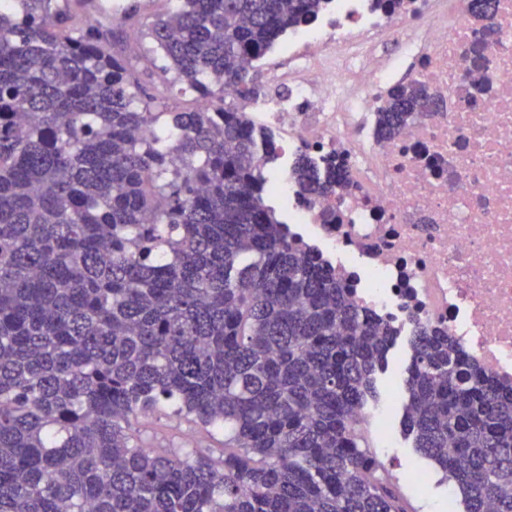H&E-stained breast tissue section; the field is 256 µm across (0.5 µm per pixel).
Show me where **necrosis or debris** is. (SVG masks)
Returning a JSON list of instances; mask_svg holds the SVG:
<instances>
[{"label":"necrosis or debris","mask_w":512,"mask_h":512,"mask_svg":"<svg viewBox=\"0 0 512 512\" xmlns=\"http://www.w3.org/2000/svg\"><path fill=\"white\" fill-rule=\"evenodd\" d=\"M470 0H331L289 32L293 98L258 113L282 158L340 155L352 185L305 202L271 188L300 242L324 255L359 303L396 330L445 329L499 383L512 385V0L486 18ZM441 102L389 139L370 118L403 61Z\"/></svg>","instance_id":"4bbe7bcc"}]
</instances>
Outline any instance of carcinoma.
Here are the masks:
<instances>
[{"instance_id":"1","label":"carcinoma","mask_w":512,"mask_h":512,"mask_svg":"<svg viewBox=\"0 0 512 512\" xmlns=\"http://www.w3.org/2000/svg\"><path fill=\"white\" fill-rule=\"evenodd\" d=\"M0 0V512H413L354 410L398 336L267 204L275 143L226 94L329 0H180L152 68L198 105L163 112L132 35L89 0ZM433 104L398 83L389 138ZM152 130L149 138L140 131ZM310 200L351 186L305 151ZM402 430L464 512H512V388L418 322ZM158 411L224 431V455L155 448Z\"/></svg>"}]
</instances>
